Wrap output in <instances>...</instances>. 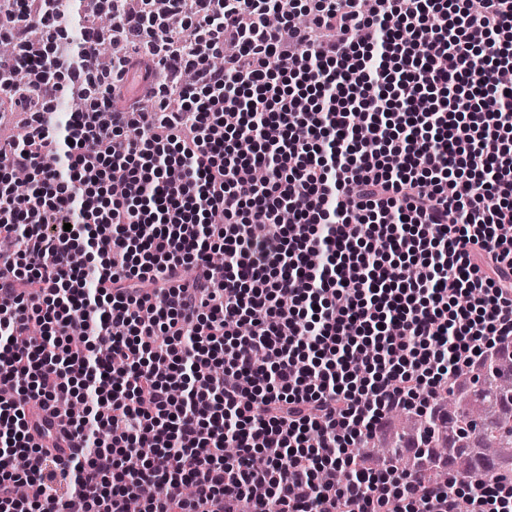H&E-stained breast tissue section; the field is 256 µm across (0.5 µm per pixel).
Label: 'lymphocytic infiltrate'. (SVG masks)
Instances as JSON below:
<instances>
[{
    "instance_id": "obj_1",
    "label": "lymphocytic infiltrate",
    "mask_w": 512,
    "mask_h": 512,
    "mask_svg": "<svg viewBox=\"0 0 512 512\" xmlns=\"http://www.w3.org/2000/svg\"><path fill=\"white\" fill-rule=\"evenodd\" d=\"M0 41V512H512L353 455L512 347V0H0ZM30 407L32 409H35L34 405H30ZM32 411H40L42 416L48 417L52 422L53 431L55 434V441L51 442V443H46L45 446H51V447L56 446L58 448H62L60 453L62 451H68L70 443H69V439H68L69 425H68L67 419L62 416L56 417V416H52L48 413L43 412L40 409L39 404H38V408L36 410H32Z\"/></svg>"
}]
</instances>
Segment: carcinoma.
<instances>
[{"label": "carcinoma", "instance_id": "cac0c4a2", "mask_svg": "<svg viewBox=\"0 0 512 512\" xmlns=\"http://www.w3.org/2000/svg\"><path fill=\"white\" fill-rule=\"evenodd\" d=\"M440 407L448 416L393 414L392 440L380 448L356 449L359 464L382 468L395 463L444 481L437 464L440 452L460 476L512 471V354L459 372Z\"/></svg>", "mask_w": 512, "mask_h": 512}]
</instances>
